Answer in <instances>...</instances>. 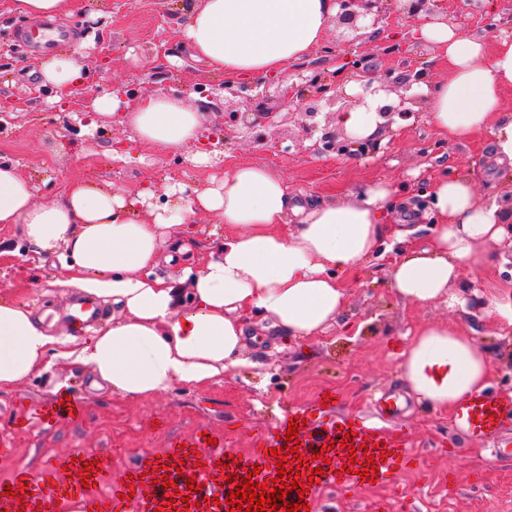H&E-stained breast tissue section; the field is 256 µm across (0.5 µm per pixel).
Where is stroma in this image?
Segmentation results:
<instances>
[{"label": "stroma", "mask_w": 512, "mask_h": 512, "mask_svg": "<svg viewBox=\"0 0 512 512\" xmlns=\"http://www.w3.org/2000/svg\"><path fill=\"white\" fill-rule=\"evenodd\" d=\"M78 2L75 16L55 21L72 31L68 50L82 68L76 93L60 102L42 85L39 60L18 37L29 19L0 7V157L16 163L36 185L37 203L59 200L73 179L124 193L149 183L179 182L193 189L206 184L211 174H222L224 167L256 164L283 179L291 195L312 202L340 197L368 182H387L395 191L388 224L418 211L417 241L422 244L431 236L426 194L436 179L450 173L471 177L483 203L512 196V172L497 169L493 161L494 127L463 141L449 140L428 122L420 102L403 126L384 127L373 149L355 156L326 151L324 138L343 134L336 125L337 107L326 97L305 93L301 110H292L269 77L243 80L239 96L225 97L223 77L194 61L182 37L193 0ZM428 22L447 23L459 35L482 38L491 46L512 37V0H434L431 13L414 17L399 0L381 24L359 19V26L374 28L366 44L330 20L320 46L290 64L287 77L293 81L299 71H318L334 83L343 79L346 62L354 60L374 83H389L393 91L388 98L396 100L405 78L421 73L431 84L448 74L447 59L420 33L421 24ZM131 49L143 65L126 60ZM147 90L201 107L203 132L213 133L219 142L207 148L198 141L190 150L222 157L223 166L211 171L193 167L185 159L187 152L139 143L119 117L100 124L86 109L106 93ZM256 98L270 109L269 124L249 128L231 120V111ZM0 236L11 238L17 249L0 257V283L11 284L16 296L29 301L53 330L70 327L69 314L79 297L49 286L62 268H45L31 279L34 253L13 227L1 226ZM393 259L390 253L373 258L358 274L344 278L348 299L338 324L303 346L267 337L247 349V366L216 383L131 399L91 390L89 369L59 361L1 391L0 441L9 442L12 451L0 455V483L18 466L36 467L41 457L87 451L110 458L97 486L103 493L123 466L162 452L172 439H191L204 431L218 445L242 454L284 410L315 405L318 392L330 387L339 393L340 412L369 416L383 431L403 427L419 463L393 484L346 492L321 488L315 512H512V462L493 458L485 441L456 429L450 413L410 404L392 418L375 405L380 393L403 390L398 356L411 334L428 324L473 335L491 361V391L512 392V332L441 301L402 303L387 277ZM58 392L81 400V419L62 420L49 432L15 428L16 409L49 401ZM158 418L165 420V429L155 428Z\"/></svg>", "instance_id": "obj_1"}]
</instances>
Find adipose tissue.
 <instances>
[{"label": "adipose tissue", "mask_w": 512, "mask_h": 512, "mask_svg": "<svg viewBox=\"0 0 512 512\" xmlns=\"http://www.w3.org/2000/svg\"><path fill=\"white\" fill-rule=\"evenodd\" d=\"M335 13L334 0H199L184 37L213 74H282L321 43ZM421 34L448 60L447 79L425 90L429 123L453 140L494 125L496 152L512 164V113L501 108L512 88V38L489 48L443 23L423 24ZM39 72L60 99L81 77L65 52L44 57ZM90 108L103 119L124 113L140 142L169 150L192 145L204 118L180 97L152 93L134 102L103 95ZM36 191L13 162H0V224L13 225L42 261L61 262L55 287L111 306L112 318L82 337L55 333L1 288L0 390L62 359L90 368L94 389L132 398L223 378L246 365L259 332L288 341L336 324L347 300L339 277L374 254L393 196L377 181L305 206L257 165L236 166L193 190L173 183L131 195L73 181L50 204L36 203ZM429 195L432 236L411 249L412 228H395L402 251L388 277L402 302L463 308L471 302L457 290L463 269L494 266L512 234V212L479 202L464 175L436 180ZM202 211L220 218L224 237L200 260L190 227ZM288 223L294 232H276ZM164 250L174 270L162 276L156 268ZM472 302L479 317L512 328V284L485 287ZM399 368L411 400L442 412L483 392L492 371L474 337L439 325L413 333Z\"/></svg>", "instance_id": "1"}]
</instances>
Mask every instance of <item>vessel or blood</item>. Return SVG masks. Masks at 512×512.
Returning <instances> with one entry per match:
<instances>
[{
  "instance_id": "1",
  "label": "vessel or blood",
  "mask_w": 512,
  "mask_h": 512,
  "mask_svg": "<svg viewBox=\"0 0 512 512\" xmlns=\"http://www.w3.org/2000/svg\"><path fill=\"white\" fill-rule=\"evenodd\" d=\"M42 29V24L36 23L20 32L19 38L29 51L39 52L54 45V38L43 36ZM511 405L501 396L481 393L461 402L454 411V420L463 424L470 436L492 442L496 454L509 456L512 455V441L502 438L500 419ZM82 414L83 405L79 400L73 398L64 405L55 399L19 409L14 423L22 429L34 424L40 429L50 430L60 419H77ZM294 417L304 421L298 431L300 451L305 457L299 469L301 475H311V469L316 466L311 459L312 454L318 453L330 441L343 439L342 429L346 426L354 432V445H367L369 455L376 457L379 469L374 478L378 483L392 482L401 470L414 461L403 429L396 428L385 433L367 425L362 417L340 414L335 405L321 404L314 408L307 406L290 410L287 416L279 418L263 431L249 455L230 463L226 468L219 465L223 451H216L200 460L191 446L173 441L169 447L170 455L180 453L186 457L182 470L170 467L168 457L160 458L158 463L152 465L140 460L131 464L127 474L114 481L109 493L104 496L93 493L91 489L92 484L98 483L102 469L93 465V457L87 453L78 454V462L73 466L69 465L67 458L62 457L43 461L34 472L25 467L19 468L10 484L0 483V512H16L20 507L25 512H60L62 501L68 499L78 502L81 512H92L96 506L101 507L102 512H155L157 507L163 505L165 496L184 489L192 479L202 483L203 488L193 493V508H186L184 502H177L178 512H230L226 496L231 485L225 479L226 474L240 475L244 470L256 467L260 470L255 477L256 482L276 478V460L270 451L285 447L288 423ZM330 459V464L324 466L320 476H312L313 482L306 488L307 496H314L323 485L338 490L362 486L361 475L344 472V462L339 454H331ZM84 462L92 465L91 484L87 487L82 485L78 477L80 465ZM65 468L69 469L72 479L63 483L59 475ZM163 474L173 479L172 487L157 483V476ZM22 486L26 487L27 492L21 498L16 496L15 491ZM9 488L14 491L10 497L5 494Z\"/></svg>"
}]
</instances>
